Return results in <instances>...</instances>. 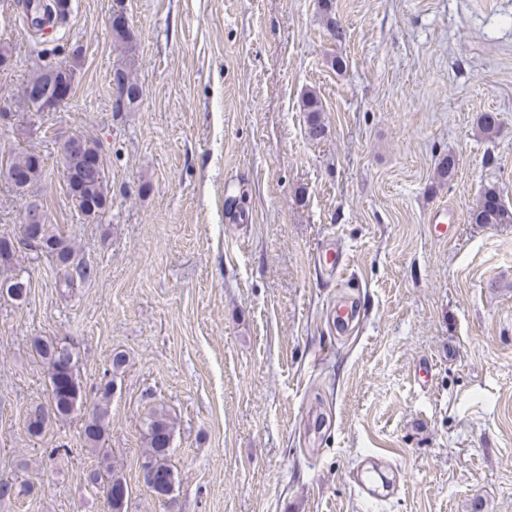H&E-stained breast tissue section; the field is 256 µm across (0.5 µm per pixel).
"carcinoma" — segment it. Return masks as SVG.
I'll use <instances>...</instances> for the list:
<instances>
[{"instance_id": "1", "label": "carcinoma", "mask_w": 512, "mask_h": 512, "mask_svg": "<svg viewBox=\"0 0 512 512\" xmlns=\"http://www.w3.org/2000/svg\"><path fill=\"white\" fill-rule=\"evenodd\" d=\"M124 8L117 3L113 13L112 37L117 43L130 44L134 34L123 22ZM133 58L128 57L116 64L112 69V80L125 82L129 90L139 87L130 73ZM300 110L306 114V135L309 140L318 142L327 137L328 129L322 119L323 106L318 96L312 92L305 94L300 102ZM81 167L72 175L68 184L69 194L82 211L100 215L112 207V196L105 176V169L94 165V159L101 155L98 140L86 137L81 145ZM44 171V162L34 152H22L9 158L0 166V178L11 183V177L22 174L25 184L14 188L22 192L38 181ZM472 224H512V209L507 207L500 194L494 188H487L480 196L477 204L470 212ZM30 230L39 236L41 252L55 260L56 265L64 270V284L71 288L75 280L86 281L95 276V268L81 260L77 248L71 241L63 237L51 224H33ZM17 247L13 238L0 237V266L3 268L13 264ZM33 352L47 366L50 384L49 403L44 406L37 404L26 411V430L32 436H40L54 421L69 418L83 406V390L78 374V353L71 343L62 340L37 338L32 344ZM112 402V382H107L99 389V394L92 405L91 414L86 420L82 438L87 450L92 453L101 451L100 445L106 434L110 405ZM145 454L144 467L152 471L151 479L146 486L151 492L165 486L173 487L176 474L171 465L172 441L175 422L164 407L151 410L143 422ZM86 483L94 487L110 486L111 491L127 487L126 480L112 470L94 469L85 474ZM26 493L22 484L0 481V501H9Z\"/></svg>"}]
</instances>
